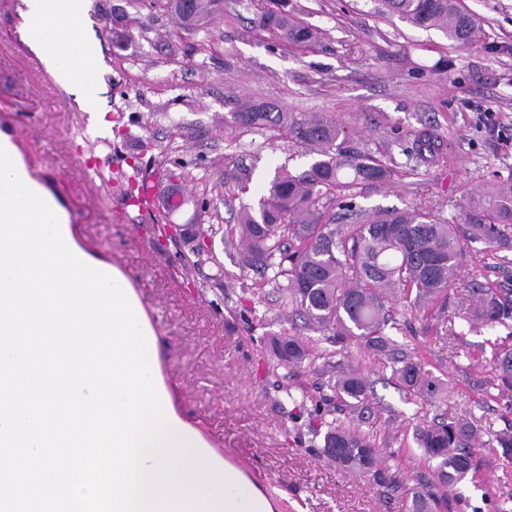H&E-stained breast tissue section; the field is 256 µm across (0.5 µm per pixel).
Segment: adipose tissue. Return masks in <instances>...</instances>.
I'll list each match as a JSON object with an SVG mask.
<instances>
[{"label": "adipose tissue", "instance_id": "1", "mask_svg": "<svg viewBox=\"0 0 512 512\" xmlns=\"http://www.w3.org/2000/svg\"><path fill=\"white\" fill-rule=\"evenodd\" d=\"M28 18L42 19V37L31 44L59 84L83 103L100 99V57L97 40L89 37L77 0H23Z\"/></svg>", "mask_w": 512, "mask_h": 512}]
</instances>
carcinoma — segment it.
<instances>
[{"instance_id":"cac0c4a2","label":"carcinoma","mask_w":512,"mask_h":512,"mask_svg":"<svg viewBox=\"0 0 512 512\" xmlns=\"http://www.w3.org/2000/svg\"><path fill=\"white\" fill-rule=\"evenodd\" d=\"M220 0H162L161 8L179 17L188 28L208 24ZM259 27L282 43L308 47L313 30L285 13L252 2ZM385 10L411 25L437 29L457 43L474 41L480 27L460 0H382ZM234 124L256 131L282 128L294 143L314 156L301 173L281 171L265 188L257 206L243 204L236 212L237 232L244 246L242 266L254 271L255 287H283L311 329L327 335L339 354L351 346L389 351V318L385 298L392 295L421 314L426 321L447 299L450 278L461 263L462 240L481 242L493 254L512 251V176L492 183L471 197L461 223L432 218L422 208L375 210L358 208L356 199L367 185L391 182L400 172L392 145H401V133L387 141L377 157L349 144L351 130L334 117H297L251 100L236 102L230 113ZM441 137L428 130L414 133L417 155L427 162L436 158ZM170 172L183 179L187 166L171 147L165 154ZM355 214L356 224H330L331 203ZM474 292L477 303L464 315L467 324L493 328L512 319V294L482 285ZM271 346L280 364L299 367L324 359L333 372L334 353L318 354L299 337L274 335ZM394 375L409 390L439 398V387L424 370L421 355L399 360ZM495 379L490 386L503 393L512 389V352L492 354ZM328 384L340 396L361 406L371 403L373 391L360 373L329 376ZM477 430L463 420L437 421L415 426L414 435L425 460L435 462L437 481L418 482L406 489L410 512H433L448 499V485L464 480L472 467ZM324 456L339 467L372 478L382 488H399V481L383 465V449L370 435L334 419L323 436Z\"/></svg>"}]
</instances>
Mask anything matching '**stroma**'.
<instances>
[{
  "label": "stroma",
  "mask_w": 512,
  "mask_h": 512,
  "mask_svg": "<svg viewBox=\"0 0 512 512\" xmlns=\"http://www.w3.org/2000/svg\"><path fill=\"white\" fill-rule=\"evenodd\" d=\"M85 26L99 41L104 91L97 105L108 143L88 147L78 137L84 114L74 94L36 54L25 27L23 0H0V133L18 137L25 171L52 191L82 249L120 267L139 283L137 297L157 338V371L177 414L213 448L246 461L275 512H405L401 492L336 466L320 450L319 432L338 418L373 435L392 453L408 485L432 478L413 432L416 424L470 418L481 426L474 476L450 487L440 512L512 510V458L490 440L512 433V391L488 381L495 349H512V320L468 330L481 281L512 289V271L494 267L481 243H464L463 259L445 308L427 335L413 336L421 317L402 303L387 307L399 324L397 348L424 355L442 382L443 405L402 387L383 357L352 347L348 362L372 381L375 399L355 407L327 385L321 362L279 365L269 339L302 332L284 289H254L229 240L240 204H254L278 169H307L312 158L281 131L257 132L228 123L238 97L296 114H324L355 129L353 144L376 150L393 128H430L443 139L434 162L417 178L395 176L369 185L366 210L426 207L454 221L463 196L494 173H512V0H462L482 24L478 42L460 45L440 31L414 27L379 0H286L310 26L315 43L298 48L258 27L250 0H224L204 28L185 30L171 13L142 0H86ZM126 33L122 47L115 30ZM193 172L187 199L160 231L154 211L139 210L107 177L124 170L165 172L164 153ZM104 182L94 187L88 168ZM179 224H198L197 238ZM305 392L323 418L288 399Z\"/></svg>",
  "instance_id": "obj_1"
}]
</instances>
